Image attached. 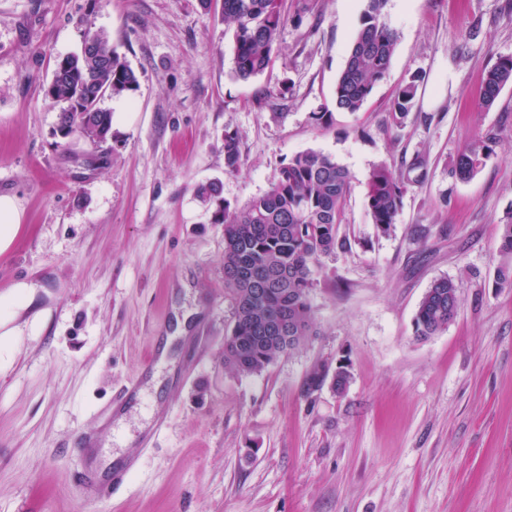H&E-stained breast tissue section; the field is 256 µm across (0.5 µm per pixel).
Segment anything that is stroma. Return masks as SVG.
<instances>
[{
    "label": "stroma",
    "mask_w": 512,
    "mask_h": 512,
    "mask_svg": "<svg viewBox=\"0 0 512 512\" xmlns=\"http://www.w3.org/2000/svg\"><path fill=\"white\" fill-rule=\"evenodd\" d=\"M288 18L269 69L233 74L232 33L201 0H0V195L24 225L0 256V294L39 289L0 340V512H512V288L494 285L499 227L512 222V85L480 104L487 70L512 56V0H388L397 41L388 75L355 113L336 81L367 0H316ZM105 31L139 79L105 97L98 146L55 134L45 95L58 59ZM420 75L403 124L392 102ZM288 94L277 106L260 97ZM240 137L238 173L224 133ZM495 154L462 181L451 162L477 134ZM330 155L352 176L339 234L320 257L313 333L263 372L224 369L233 308L224 227L200 186L241 206L297 154ZM427 152L389 234L366 206L372 167ZM461 285L446 331L413 320L431 283ZM167 350L165 362L150 352ZM351 372L344 394H306L319 364ZM141 379L123 420L101 428ZM155 445L135 439L155 413ZM98 462L133 454L121 491L88 500L77 440ZM240 138L235 131L224 133V166L226 173H237L242 165Z\"/></svg>",
    "instance_id": "obj_1"
}]
</instances>
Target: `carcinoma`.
I'll return each instance as SVG.
<instances>
[{
  "instance_id": "cac0c4a2",
  "label": "carcinoma",
  "mask_w": 512,
  "mask_h": 512,
  "mask_svg": "<svg viewBox=\"0 0 512 512\" xmlns=\"http://www.w3.org/2000/svg\"><path fill=\"white\" fill-rule=\"evenodd\" d=\"M387 0H367L360 29L339 75L334 104L346 112L359 111L375 86L386 78L396 46V33L384 21ZM224 22L232 26L234 75L242 80L263 74L287 17L282 0H222ZM107 64L88 66L79 53L55 67L48 97L64 104L59 122L90 144L105 141L111 112L101 106L107 96L137 90L136 72L113 49L103 31H87ZM421 77L413 75L392 103V117L400 125L413 107ZM512 84V56L500 57L488 71L481 104L489 108L501 90ZM496 137L476 136L452 162L454 174L470 179L494 153ZM242 165L240 138L224 132V166L228 174ZM431 165L418 152L400 163L382 162L372 168L367 208L378 231L388 233L409 188L423 183ZM350 174L323 153L308 151L281 165L268 191L244 206L220 198L215 185L199 189L202 199L216 205V222L224 225V288L234 309L231 332L224 342V369L236 375L263 371L282 355L303 345L314 320L310 289L320 257L345 248L339 236ZM460 284L435 280L419 303L414 335L427 339L448 329V315H456ZM295 325L292 338L277 339L271 328L283 318Z\"/></svg>"
}]
</instances>
